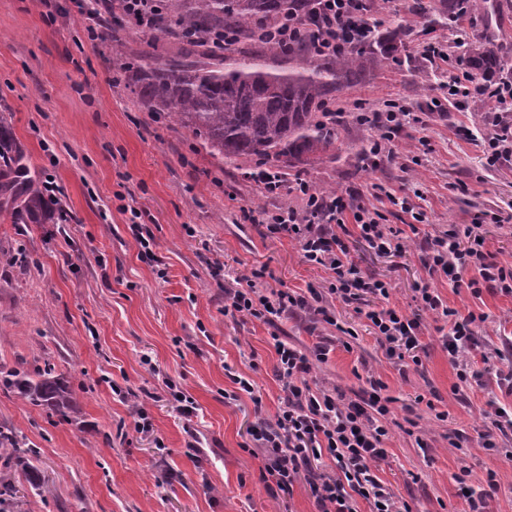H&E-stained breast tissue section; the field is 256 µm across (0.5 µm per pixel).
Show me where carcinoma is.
Here are the masks:
<instances>
[{"instance_id": "cac0c4a2", "label": "carcinoma", "mask_w": 512, "mask_h": 512, "mask_svg": "<svg viewBox=\"0 0 512 512\" xmlns=\"http://www.w3.org/2000/svg\"><path fill=\"white\" fill-rule=\"evenodd\" d=\"M302 9L300 0H143L150 40L135 55L121 36L126 0H110L99 26L111 43L115 81L147 111L167 115L226 163L255 159L290 169L317 162L335 146L334 117L322 112L332 93L360 82L368 60L396 61L398 50L377 29L366 42L336 56H320L303 41L285 47L251 38L257 23ZM475 9L476 0H448L450 19H470ZM226 29L248 47L237 52L221 44ZM486 43L479 39L466 63L489 73L498 68V59ZM285 58L288 71L283 72L277 66ZM0 197L13 224L35 223L46 208L41 183L29 176L22 151L1 125ZM0 388L69 424L79 419L74 389L52 367L33 376L0 369ZM36 454L12 429L0 426V497L14 503L17 470L33 490L40 488L33 474Z\"/></svg>"}]
</instances>
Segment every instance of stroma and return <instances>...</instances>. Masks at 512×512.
<instances>
[{"instance_id": "stroma-1", "label": "stroma", "mask_w": 512, "mask_h": 512, "mask_svg": "<svg viewBox=\"0 0 512 512\" xmlns=\"http://www.w3.org/2000/svg\"><path fill=\"white\" fill-rule=\"evenodd\" d=\"M413 0H382L383 30L402 36L397 62L371 63L362 84L337 92L342 115L336 147L297 169L274 164L232 166L212 157L185 129L154 119L129 92L112 82L105 45L89 40L87 12L73 0H0V120L22 145L36 179L51 176L49 199L67 218L17 227L0 215V250L25 251L27 265L0 263V366L32 370L54 365L78 394V423L0 391V424L13 427L38 451L41 492L19 479L21 512H317L305 482L290 497L260 479L263 465L250 433L274 419L283 392L275 376L272 335H287L307 349L324 343L307 380L356 398L370 379L391 397L393 425L375 472L411 512H465L455 480L470 470L473 488L489 489L488 512H512V437L501 448L479 446L488 396L472 385L455 390L457 366L444 346L446 319L422 310L414 289L429 283L448 306L486 313L473 369L512 339V296L452 289L421 261L422 234L435 235L474 215L512 202V163L485 170L474 133L487 130L493 103L464 112H433L448 79L447 65L417 51L428 36L449 39L448 21L412 11ZM506 20L477 22L500 59L499 76L512 78V0ZM395 99L421 122L396 141L395 157L363 166L360 154L376 133L356 120L366 109ZM472 130L465 138L460 128ZM277 176L279 194L263 192L254 175ZM304 179L317 189L350 196L353 204L380 206L387 224L406 228L412 217L379 203L378 187L408 197L424 212L404 253L381 254L349 239L353 263L390 281L389 304L421 322V366H404L354 307L329 299L331 321L308 316L266 323L224 313V292L239 277L264 271V286L307 294L325 291L330 273L303 261L288 239L264 235L242 208L300 207L289 188ZM153 235L166 270L140 258L128 224L132 211ZM249 379L253 393L237 389L233 375ZM179 383L197 410L174 408L167 381ZM120 386L122 395L112 392ZM261 405H254L253 396ZM144 408L154 431L134 430ZM447 420L436 419V412ZM461 440L451 447L449 437ZM426 447H419L418 439Z\"/></svg>"}]
</instances>
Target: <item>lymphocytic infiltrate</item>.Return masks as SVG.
I'll list each match as a JSON object with an SVG mask.
<instances>
[{"instance_id":"1","label":"lymphocytic infiltrate","mask_w":512,"mask_h":512,"mask_svg":"<svg viewBox=\"0 0 512 512\" xmlns=\"http://www.w3.org/2000/svg\"><path fill=\"white\" fill-rule=\"evenodd\" d=\"M375 0H307V14L286 17L273 26L264 27L260 34L277 42L296 41L306 33H314L312 48L326 55L341 53L364 41L376 24ZM449 41L422 43L421 52L431 60L452 62L456 71L448 77V102L463 108L472 101L494 98L507 105L506 111L494 112L484 137L487 167L495 168L512 162V80L497 84L485 83L468 70L460 55L470 34L467 28L455 24ZM359 121L377 126L376 137L363 148L361 158L375 163L389 150L403 128L417 117L399 101H386L373 114H359ZM294 192L303 202L302 208L280 207L270 211L251 209L247 218L264 225L267 232L296 242L305 262L325 268L331 273L326 292L311 291L302 295L275 288L258 287L263 271H254L245 284L229 296L224 311L231 316L253 318L264 322L303 311L312 316L328 317L325 295L350 304L364 295L388 299V282L363 274L348 259V245L339 234L346 224H353L354 233L369 248L378 253L403 252L408 238L403 230L382 221L376 208L355 206L344 197L328 196L314 191L307 181L296 179ZM421 249L424 264L433 273L444 275L452 288L467 287L473 295L483 291L512 294V266L495 260L485 248V239L475 225L460 224L438 235L426 236ZM471 279H464V272ZM423 310L438 314L448 321V353L459 360L457 379L460 384L482 383L484 376H494L497 387L512 392V373H495L493 366L473 371L464 356L478 346L477 330L486 316L463 313L449 307L429 283L417 287ZM376 335L384 341L389 357L419 363L420 326L418 318L406 316L385 306L366 311ZM277 355L276 377L284 392V402L275 422H265L255 428L252 440L262 448L265 463L260 479L290 493L301 472L309 471L310 461L329 454L337 471L331 475L311 474L309 479L318 512H357L356 498L371 505L370 512H408L397 506L391 493L374 472L376 463L385 455L384 441L389 433L386 419L389 400L383 397L382 381L370 383L369 391L357 399L343 401L331 394L312 389L306 380L313 361L325 360L327 350L315 346L307 351L273 336Z\"/></svg>"}]
</instances>
